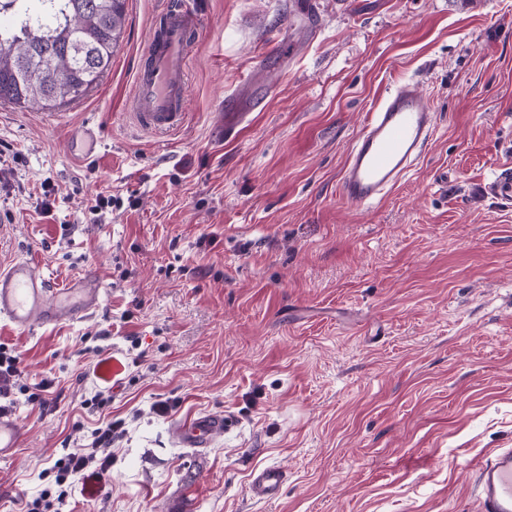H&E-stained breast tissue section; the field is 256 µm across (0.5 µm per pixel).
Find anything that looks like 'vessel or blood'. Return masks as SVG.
Listing matches in <instances>:
<instances>
[{"mask_svg":"<svg viewBox=\"0 0 512 512\" xmlns=\"http://www.w3.org/2000/svg\"><path fill=\"white\" fill-rule=\"evenodd\" d=\"M199 26V16L185 0H173L159 26L150 32L127 101L139 129L170 134L184 126L189 44ZM434 121L427 95L409 83L395 86L369 113L352 145L339 184L342 198L362 206L381 201L422 154L433 135ZM486 192L500 200H512V167L500 169ZM103 293L102 281L91 275L57 288L36 276L26 259L0 262V321L16 331L28 333L82 320L99 308ZM232 424L228 415L185 420L178 426L181 443L187 448L208 447L216 434ZM21 437L15 414L0 412V460L15 454ZM287 481L283 468L264 465L252 472L249 492L259 500H275ZM476 486L480 512H512V448L499 449L479 464Z\"/></svg>","mask_w":512,"mask_h":512,"instance_id":"b4317fda","label":"vessel or blood"}]
</instances>
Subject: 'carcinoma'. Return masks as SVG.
Listing matches in <instances>:
<instances>
[{
    "label": "carcinoma",
    "instance_id": "obj_1",
    "mask_svg": "<svg viewBox=\"0 0 512 512\" xmlns=\"http://www.w3.org/2000/svg\"><path fill=\"white\" fill-rule=\"evenodd\" d=\"M126 0H0V102L55 109L112 65Z\"/></svg>",
    "mask_w": 512,
    "mask_h": 512
}]
</instances>
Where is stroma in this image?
<instances>
[{
	"label": "stroma",
	"instance_id": "1",
	"mask_svg": "<svg viewBox=\"0 0 512 512\" xmlns=\"http://www.w3.org/2000/svg\"><path fill=\"white\" fill-rule=\"evenodd\" d=\"M168 0H127L112 66L52 111L0 102V256L60 287H105L80 321L19 333L21 445L0 512L104 417L121 418L106 485L72 512H478L475 466L512 448V0H188V116L177 133L126 114ZM414 83L433 140L375 206L338 195L379 98ZM262 100L233 134L224 97ZM100 125L91 160L68 128ZM105 412L85 401L103 387ZM170 402L156 415L155 402ZM231 415L203 453L177 426ZM278 464L282 496L251 497ZM486 192L490 196L504 200H512V167H504L487 184ZM287 481L288 475L280 466L257 467L250 477L249 492L258 500H276L281 496Z\"/></svg>",
	"mask_w": 512,
	"mask_h": 512
}]
</instances>
